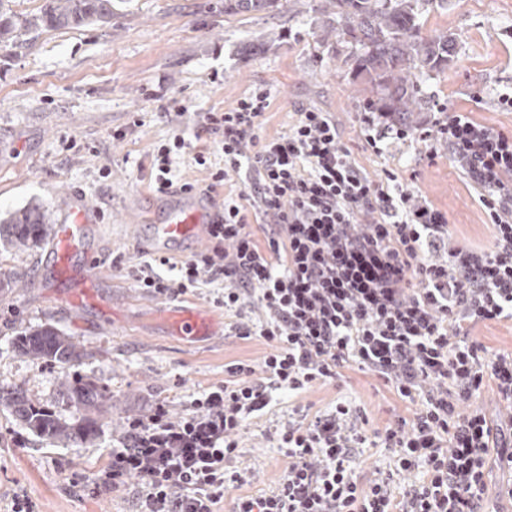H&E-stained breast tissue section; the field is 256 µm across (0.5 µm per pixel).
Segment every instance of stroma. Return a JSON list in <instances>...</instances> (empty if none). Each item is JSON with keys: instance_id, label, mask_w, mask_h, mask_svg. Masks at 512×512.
<instances>
[{"instance_id": "35a3bbf8", "label": "stroma", "mask_w": 512, "mask_h": 512, "mask_svg": "<svg viewBox=\"0 0 512 512\" xmlns=\"http://www.w3.org/2000/svg\"><path fill=\"white\" fill-rule=\"evenodd\" d=\"M325 0H285L280 8L228 14L224 0H112L106 25L39 28L0 46V212L29 202L62 218L69 197L98 216L91 247L102 255L96 288L105 303L84 310L51 301L39 280L48 246L27 253L0 247V391L22 387L33 403L69 417L68 376L89 377L112 395L96 445L50 446L0 406V512L13 493L26 492L36 512H130L140 488L128 477L101 495L87 486L103 470L130 421L165 406L181 417L208 387L223 383L226 365L260 363L262 338L223 335L196 343L171 336L170 312L190 307L223 319L212 289L177 300L137 288L136 270L158 257L148 237L167 205L152 188V154L174 135L194 139L192 113L224 110L244 92L264 88L274 105L264 132L287 130L302 101L333 113L358 165L371 177L385 171L447 211L462 239L490 245L487 216L465 187L446 149L425 160L421 142L395 141L380 154L359 126L365 95L351 69L355 44L339 40ZM423 35L444 30L455 41L448 65L415 77L422 98L413 121L427 125L436 104L470 112L512 135V112L497 98L512 90V0H430L419 16ZM178 99L189 113L171 120ZM52 326L83 351L76 363L46 365L19 353L21 332ZM342 387L314 384L298 396L273 391L270 405L248 418L228 470L244 473V491L265 493L282 478L287 459L276 430L295 407L325 410L337 397L352 400L370 426L411 417L377 377L346 369ZM491 512H512V469L491 456Z\"/></svg>"}]
</instances>
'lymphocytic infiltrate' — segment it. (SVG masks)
I'll list each match as a JSON object with an SVG mask.
<instances>
[{"label":"lymphocytic infiltrate","instance_id":"obj_1","mask_svg":"<svg viewBox=\"0 0 512 512\" xmlns=\"http://www.w3.org/2000/svg\"><path fill=\"white\" fill-rule=\"evenodd\" d=\"M270 107V92L257 88L231 109L197 113L201 131L217 135L223 164L180 135L155 148L156 193L173 191L172 166L188 151L212 186L233 173L245 180L225 194L220 222L207 225L208 247L145 264L135 282L172 300L216 289L230 333L262 337L272 351L260 365L228 366V380L204 390L179 419L159 406L131 421L93 492L135 475L136 512H218L225 491L245 479L225 462L271 391L296 396L354 366L415 404L412 418L370 430L340 397L330 410L289 420L276 438L288 459L282 481L235 497L232 512H489L490 449L512 465V352L489 354L473 333L512 320V136L463 113L428 126L359 115L374 152L389 138L447 150L492 226L490 246L480 247L459 240L447 212L395 173L365 174L332 113L300 106L287 131L270 137ZM251 304L262 317L245 319ZM488 387L508 404L506 415L472 407ZM365 448L391 453L387 471L369 480L358 472ZM414 472L419 481L393 491L394 476Z\"/></svg>","mask_w":512,"mask_h":512}]
</instances>
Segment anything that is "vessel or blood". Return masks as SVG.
I'll return each instance as SVG.
<instances>
[{
    "label": "vessel or blood",
    "mask_w": 512,
    "mask_h": 512,
    "mask_svg": "<svg viewBox=\"0 0 512 512\" xmlns=\"http://www.w3.org/2000/svg\"><path fill=\"white\" fill-rule=\"evenodd\" d=\"M218 211L197 195L185 192L173 197L150 226L152 241L174 246L197 247L205 225L215 223ZM95 213L85 205L71 202L66 219L53 226L51 261L43 273L53 301L69 303L76 309L96 304L93 285L103 261L88 239ZM174 336L188 342L220 335L222 326L212 316L199 311H176L170 315Z\"/></svg>",
    "instance_id": "1"
}]
</instances>
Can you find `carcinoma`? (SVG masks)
<instances>
[{
    "mask_svg": "<svg viewBox=\"0 0 512 512\" xmlns=\"http://www.w3.org/2000/svg\"><path fill=\"white\" fill-rule=\"evenodd\" d=\"M427 0H329L336 10L338 35L360 46L352 71L361 79L371 109L390 117H408L421 91L415 69H441L448 65L452 40L448 32L424 36L419 7ZM280 0H224V12L261 11L276 8ZM112 17V0H47L38 15L23 21L3 12L0 0V43L20 30L69 28L88 23L105 24ZM53 213L42 205H26L0 216V242L16 252H28L46 240ZM16 348L26 356L51 362H77L83 353L54 327H38L21 333ZM65 391L79 416L68 421L50 408L29 401L19 389L0 392V406L16 415L23 426L43 442L54 445L75 441L93 445L101 434L100 412L111 396L94 381L74 375Z\"/></svg>",
    "mask_w": 512,
    "mask_h": 512,
    "instance_id": "carcinoma-1",
    "label": "carcinoma"
}]
</instances>
